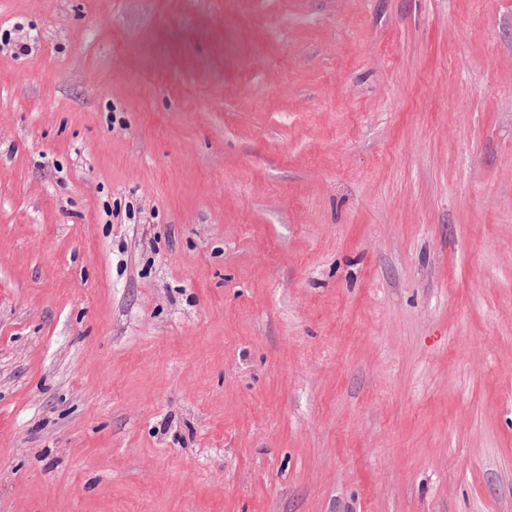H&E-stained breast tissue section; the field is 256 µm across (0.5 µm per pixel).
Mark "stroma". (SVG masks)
<instances>
[{"instance_id": "35a3bbf8", "label": "stroma", "mask_w": 512, "mask_h": 512, "mask_svg": "<svg viewBox=\"0 0 512 512\" xmlns=\"http://www.w3.org/2000/svg\"><path fill=\"white\" fill-rule=\"evenodd\" d=\"M0 512H512V0H0Z\"/></svg>"}]
</instances>
